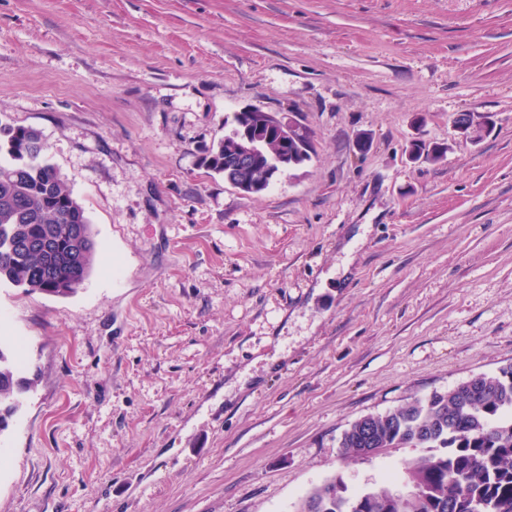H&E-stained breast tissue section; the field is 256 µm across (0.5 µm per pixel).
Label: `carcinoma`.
<instances>
[{
    "label": "carcinoma",
    "mask_w": 512,
    "mask_h": 512,
    "mask_svg": "<svg viewBox=\"0 0 512 512\" xmlns=\"http://www.w3.org/2000/svg\"><path fill=\"white\" fill-rule=\"evenodd\" d=\"M267 141L266 154L249 166L238 164L236 141L224 134L206 148L201 166L252 194L267 189L269 162L288 153L295 167L311 159L306 126L279 141L267 124L253 121ZM409 156L436 162L445 144L418 141ZM42 133L26 126H0V283L26 292L66 297L89 275L96 242L84 206L60 172L44 160ZM24 362L0 342V434L22 408L34 381L21 375ZM443 448L437 455L401 463V489L347 494L334 477L313 487L295 512H512V364L497 373L477 374L448 392H434L389 412L367 415L346 429L342 455L368 457L387 448Z\"/></svg>",
    "instance_id": "carcinoma-1"
}]
</instances>
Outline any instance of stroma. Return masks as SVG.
Segmentation results:
<instances>
[{"instance_id":"obj_1","label":"stroma","mask_w":512,"mask_h":512,"mask_svg":"<svg viewBox=\"0 0 512 512\" xmlns=\"http://www.w3.org/2000/svg\"><path fill=\"white\" fill-rule=\"evenodd\" d=\"M252 105L314 154L250 196L198 157ZM0 123L42 133L97 244L70 296L0 286L37 380L0 512L390 489L425 449L347 458L344 430L512 364V0H0Z\"/></svg>"}]
</instances>
